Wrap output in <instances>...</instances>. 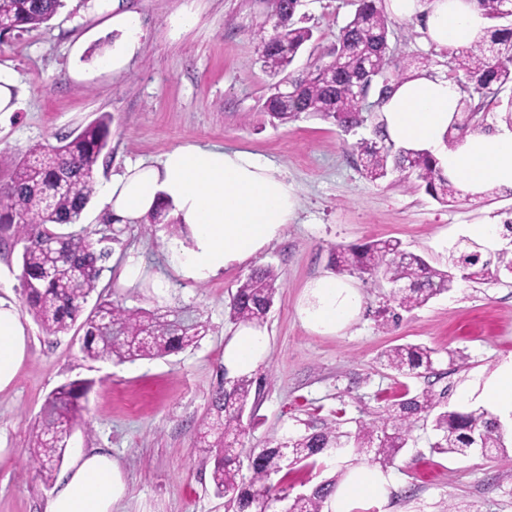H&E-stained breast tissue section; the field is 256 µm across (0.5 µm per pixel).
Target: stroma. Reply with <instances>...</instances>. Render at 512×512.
<instances>
[{
    "label": "stroma",
    "instance_id": "obj_1",
    "mask_svg": "<svg viewBox=\"0 0 512 512\" xmlns=\"http://www.w3.org/2000/svg\"><path fill=\"white\" fill-rule=\"evenodd\" d=\"M137 16L143 35L126 70L99 68L100 58L124 38L109 19L113 5ZM197 21L178 26L183 7ZM354 0H302L295 18L314 39L292 68L331 59ZM268 0H66L39 30L0 40V65L17 77L16 111L0 114V153L22 154L39 143H56L101 113L112 116L107 154L96 181H108L125 164L158 160L185 144L248 150L270 160L293 184L297 217L280 238L218 277L196 283L166 262V230L149 224H110L100 197H93L81 224L109 248L97 291L146 310H177L205 323L197 347L162 358L104 362L82 353L79 332L44 335L24 309L21 253L0 252V296L22 311L30 346L13 385L0 391V512H44L55 489L28 460L32 426L48 396L76 380L92 383L83 399L90 429L76 427L70 448H103L119 460L127 482L123 512H225V499L210 482L211 461L196 444L209 420L210 398L227 378L224 341L235 328L232 296L252 269L270 265L279 288L265 329L269 355L251 378L261 390L244 415L245 447H262L334 423L371 419L386 395L402 387L448 390L449 408L469 387L482 393L500 364L512 359V273L492 283L460 281L404 314L400 324L378 312L392 306V286L380 277L353 276L362 311L344 332L306 329L298 309L313 277L331 275V249L373 238L397 239L403 249L443 269L451 250L465 248L469 224L512 220V191L490 199L442 205L399 173L372 182L362 174L351 146L370 137L371 125L346 131L300 114L271 122L262 104L272 77L257 54L255 34L271 31ZM389 43L407 74H447L451 53L427 46L416 21H393ZM141 273L119 278L129 258ZM423 343L441 353L457 351L467 364L441 379L398 375L380 355L392 346ZM434 432L418 422L389 472L388 502L358 504L353 512H512V448L467 457L433 453ZM349 451L316 468L295 467L273 475V484L295 495L340 470L367 464Z\"/></svg>",
    "mask_w": 512,
    "mask_h": 512
}]
</instances>
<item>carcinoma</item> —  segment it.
Returning <instances> with one entry per match:
<instances>
[{"instance_id":"carcinoma-1","label":"carcinoma","mask_w":512,"mask_h":512,"mask_svg":"<svg viewBox=\"0 0 512 512\" xmlns=\"http://www.w3.org/2000/svg\"><path fill=\"white\" fill-rule=\"evenodd\" d=\"M489 20L504 18L500 0H475ZM299 0H277L270 19L272 32L257 43L259 60L276 79L273 92L263 103L272 119L286 122L305 112L348 129L376 118L353 86L381 81L384 93L403 77L405 65L388 43L391 21L377 0H358L350 21L340 30L332 60L293 75L288 68L313 37L312 29L298 25L293 13ZM64 6V0H0V33L31 32L48 24ZM448 77L465 95L451 124L447 143L471 133L479 125L465 120L477 112L474 95L491 97L512 83V27L491 26L470 48L453 57ZM290 83V94L279 86ZM111 117L103 114L58 144H38L21 157L0 156L7 180L0 184V250L23 244L22 280L27 305L47 336H58L79 326L82 350L93 360L134 361L164 357L192 347L205 335L206 324L168 310L164 314L129 308L119 301L97 298L84 314L85 304L96 291L105 252L98 250L90 232H70L96 193L94 171L108 147ZM379 140L362 139L352 145L365 176L376 181L393 169L413 179L434 200L448 204L462 191L448 180L436 158L428 152L395 149L386 142L382 126L375 124ZM332 269L338 274L381 275L409 287L395 293L399 309L412 311L453 287L455 272L462 279L496 280L501 271L512 272V255L501 251L482 258L472 243L448 256V269L431 266L421 256L401 249L394 239L370 240L332 253ZM279 273L271 266L254 270L239 282L231 302V317L239 323L263 325L278 290ZM386 365L401 374L441 378L436 372L438 352L418 344L397 345L383 354ZM90 383L74 381L58 388L45 403L37 426L32 461L45 479L52 477L65 457L69 433L78 424ZM252 380L240 377L219 387L210 404V424L199 437V447L214 458L211 480L218 494L227 498L226 512H324L335 493L339 477L325 479L310 490L289 497L270 483L282 466L313 467L324 455L339 456L351 446L387 468L409 440L416 423L432 420L437 453L466 456L479 448L503 452L507 448L500 422L482 407L466 411L448 409V389L431 388L414 394L405 391L386 403L382 414L359 420L355 430L342 429L338 420L330 426L263 448H227L233 437L241 442L243 417L250 401ZM247 458L251 476L240 478L241 458Z\"/></svg>"}]
</instances>
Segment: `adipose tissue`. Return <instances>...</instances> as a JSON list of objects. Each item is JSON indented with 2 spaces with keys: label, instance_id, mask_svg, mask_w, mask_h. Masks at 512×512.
<instances>
[{
  "label": "adipose tissue",
  "instance_id": "1",
  "mask_svg": "<svg viewBox=\"0 0 512 512\" xmlns=\"http://www.w3.org/2000/svg\"><path fill=\"white\" fill-rule=\"evenodd\" d=\"M383 6L395 18L420 19L424 42L440 51L471 47L489 26L474 0H430L426 5L421 0H384ZM111 21L126 38L101 59L100 68L118 73L135 53L141 30L138 19L128 12L114 13ZM460 98L454 80L419 72L394 84L379 106V120L388 141L430 152L464 193L476 196L490 187L512 188L511 127L499 125L447 144L445 136ZM98 193L104 207L123 224L139 223L160 201H169L189 238L168 241V262L195 282L262 251L292 223L298 208L293 185L264 157L196 144L175 147L151 164L127 165L110 181L99 183ZM361 308L360 293L350 280L318 277L308 285L299 316L309 330L336 334ZM29 344L17 307L0 297V391L15 380ZM268 353L266 330L241 323L224 345V367L230 374L247 375ZM483 395L503 426L512 429V361L498 368ZM392 484L379 468L352 469L332 497V512H352L357 502L386 499ZM125 492L118 461L109 453L82 448L60 476L45 512H116Z\"/></svg>",
  "mask_w": 512,
  "mask_h": 512
}]
</instances>
